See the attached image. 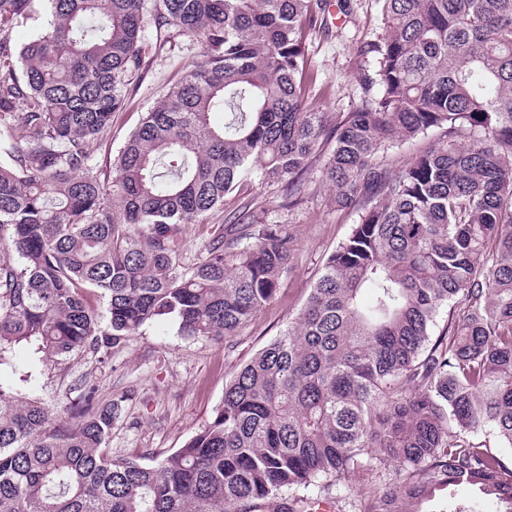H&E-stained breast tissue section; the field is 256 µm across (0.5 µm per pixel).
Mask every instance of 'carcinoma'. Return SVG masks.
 <instances>
[{
    "mask_svg": "<svg viewBox=\"0 0 512 512\" xmlns=\"http://www.w3.org/2000/svg\"><path fill=\"white\" fill-rule=\"evenodd\" d=\"M45 2L18 48L33 0H0V254L18 255L0 263V360L20 343L57 361L106 352L160 317L235 335L276 296L294 236L260 221L255 196L184 267L182 226L254 182L295 205L327 144L330 201L358 221L295 321L168 454L112 457L121 400L93 384L62 426L0 382V512H317L391 465L398 483L357 512H478L458 485L512 512V0H381L382 34L358 46L374 69L336 122L306 104L328 0ZM150 24L205 52L102 180L89 143L143 68Z\"/></svg>",
    "mask_w": 512,
    "mask_h": 512,
    "instance_id": "1",
    "label": "carcinoma"
}]
</instances>
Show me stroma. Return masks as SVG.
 Returning a JSON list of instances; mask_svg holds the SVG:
<instances>
[{"label":"stroma","mask_w":512,"mask_h":512,"mask_svg":"<svg viewBox=\"0 0 512 512\" xmlns=\"http://www.w3.org/2000/svg\"><path fill=\"white\" fill-rule=\"evenodd\" d=\"M329 30L314 35L308 45L316 85L307 100L310 108L341 118L360 101L358 74L366 66L357 53L359 42L376 39L383 30L380 0H347L348 11L331 0ZM146 67L131 85L123 106L91 145L101 176L112 175V162L129 134L158 98L177 83L186 68L204 53L200 41L177 35L164 45L148 37ZM323 160L307 174L306 191L295 207H285L281 190L260 192L269 224L289 225L295 236L291 270L276 298L228 341L181 335L174 319L144 325L108 354L80 352L58 363L34 354L26 345L15 347L0 366V381L13 383L32 376L35 392L58 409L79 394L81 380L98 387L101 400L122 399L108 446L113 455L130 456L145 450L171 452L180 448L210 419L222 402L233 375L293 321L305 304L327 256L349 235L358 220L352 210H339L321 181ZM224 209L206 215L199 224L183 228V262L193 265L209 241L224 226Z\"/></svg>","instance_id":"stroma-1"}]
</instances>
